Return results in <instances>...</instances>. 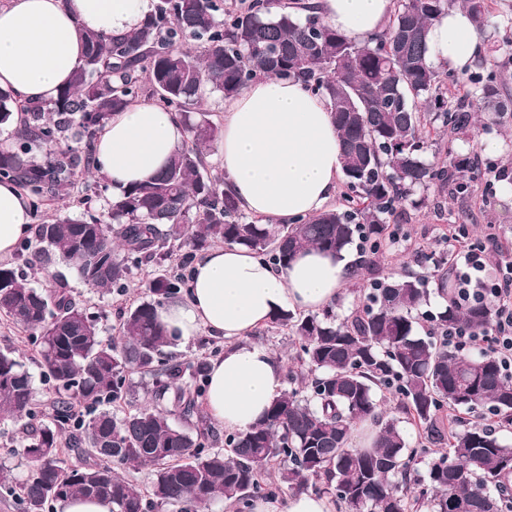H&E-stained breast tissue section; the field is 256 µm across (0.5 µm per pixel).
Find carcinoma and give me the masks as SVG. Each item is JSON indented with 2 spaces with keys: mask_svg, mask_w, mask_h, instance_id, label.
<instances>
[{
  "mask_svg": "<svg viewBox=\"0 0 512 512\" xmlns=\"http://www.w3.org/2000/svg\"><path fill=\"white\" fill-rule=\"evenodd\" d=\"M456 8L484 34L488 0H396L386 31L358 43L299 0H156L128 34L87 35L82 66L53 103H23L0 90V124L26 115L16 145L0 149V181L37 200L73 187L77 169L95 167L94 141L112 113L145 93L179 112L189 139L157 176L109 204L111 223L92 215L43 222L24 249H34L47 268L74 270L91 288L123 287L131 270L158 258L171 239L193 251L211 241L244 246L282 267L308 248L340 254L358 240L355 269L374 271L370 256L383 247L399 204L423 205L415 197L421 188L442 193L453 182V191L467 189L472 166L444 139L430 138L434 125L452 137L472 120L470 105L448 99L452 74L427 60L430 26ZM270 76L322 96L343 156V203L292 224L247 216L224 191L222 174L204 163L220 131L199 102L232 99ZM475 85L484 111L512 110L495 71ZM63 143L42 163L28 158ZM428 153L448 155V165L429 162ZM191 258L186 253L154 274L149 298L120 317L112 342L65 292L31 288L16 269L0 265V312L30 333L57 394L53 420L31 427L24 446L27 478L15 488L11 471L0 468V491L20 489L21 512H46L75 496L109 501L112 512L175 504L210 512L220 501L246 508L250 498L284 485L295 494L319 493L322 479L342 512H408V463L429 450L420 492L426 512H512V445L501 435L512 431V376L494 355L466 356L416 330L422 319L436 330L484 336L496 318L492 305L450 301L423 312L428 279L408 273L359 289V304L342 318L333 305L275 314L271 324L299 338L312 378L281 393L255 427L226 435L224 452H212L214 433L198 414L205 363L187 375L166 358L175 336L158 316V307L187 287ZM134 373L151 377L153 405L119 417L109 406L134 395ZM392 389L402 419L380 411ZM76 402L85 414H75ZM480 407L493 426H460L459 414ZM0 413L36 418L32 378L8 350L0 351ZM366 421L377 426L373 445H351L352 426ZM403 422L423 428L428 446L410 447ZM67 432L82 456L78 466L59 457ZM114 461L153 467L151 499L112 470ZM272 463L279 482L269 486L264 473Z\"/></svg>",
  "mask_w": 512,
  "mask_h": 512,
  "instance_id": "obj_1",
  "label": "carcinoma"
}]
</instances>
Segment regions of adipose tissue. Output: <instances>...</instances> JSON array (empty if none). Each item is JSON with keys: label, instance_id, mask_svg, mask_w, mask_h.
Masks as SVG:
<instances>
[{"label": "adipose tissue", "instance_id": "adipose-tissue-1", "mask_svg": "<svg viewBox=\"0 0 512 512\" xmlns=\"http://www.w3.org/2000/svg\"><path fill=\"white\" fill-rule=\"evenodd\" d=\"M319 15L352 41L385 31L393 0H311ZM153 0H0V89L18 99L52 102L83 60L87 34L121 36L136 28ZM429 60L463 72L481 50L467 12L450 11L428 34ZM188 133L177 113L146 102L115 113L95 144L98 172L120 199L154 178ZM217 152L224 189L242 210L273 223L324 210L342 168L338 133L320 96L292 79L260 77L224 103ZM26 194L0 182V258L32 237ZM349 275L344 259L318 249L280 267L239 245L213 248L191 270L184 298L160 320L183 341L200 330L223 337L211 363L207 416L225 432H244L265 415L283 387V366L249 339L280 310L316 312L337 301Z\"/></svg>", "mask_w": 512, "mask_h": 512}]
</instances>
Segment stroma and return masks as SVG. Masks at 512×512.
I'll use <instances>...</instances> for the list:
<instances>
[{"label": "stroma", "instance_id": "1", "mask_svg": "<svg viewBox=\"0 0 512 512\" xmlns=\"http://www.w3.org/2000/svg\"><path fill=\"white\" fill-rule=\"evenodd\" d=\"M454 148L461 154L480 156L469 191L442 197L430 195L427 207L418 210L400 206L390 219L398 227L399 240L385 244L380 273L427 274L432 267L431 257L449 252L448 237L461 228L466 231V243L489 245L492 261L512 262V118L488 129L472 127L468 138L455 141ZM111 198L112 191L102 178L80 173L69 194L32 201L31 221L37 224L59 215L79 217L86 212L103 218ZM6 264L23 272L32 287L66 289L88 313L98 318L101 337L107 342L118 335L119 313L147 298L146 283L155 270L151 264L142 266L133 270L126 287L96 290L84 285L64 266L44 270L31 262L29 252L20 247L7 258ZM0 349L14 350L23 362L33 380L37 420L50 422L54 393L51 383L42 375L37 346L28 331L1 314ZM25 438V422L0 418V463L12 467L19 481L25 479L28 470L22 456Z\"/></svg>", "mask_w": 512, "mask_h": 512}]
</instances>
